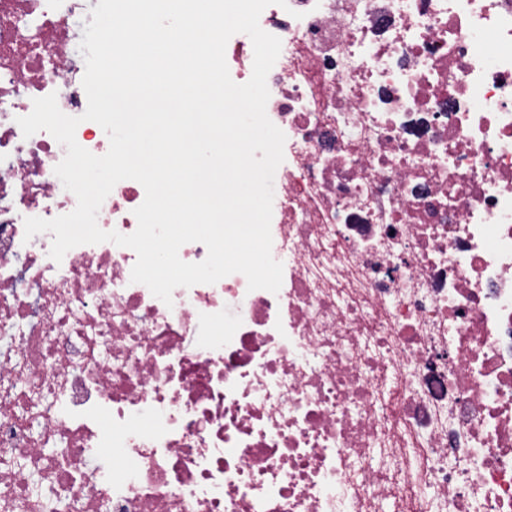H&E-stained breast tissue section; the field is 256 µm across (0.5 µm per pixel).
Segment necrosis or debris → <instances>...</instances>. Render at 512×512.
Returning <instances> with one entry per match:
<instances>
[{"mask_svg": "<svg viewBox=\"0 0 512 512\" xmlns=\"http://www.w3.org/2000/svg\"><path fill=\"white\" fill-rule=\"evenodd\" d=\"M99 0H0V512H512V0H287L269 119L278 293L49 251ZM145 199L118 182L102 230ZM120 461L89 468L102 449Z\"/></svg>", "mask_w": 512, "mask_h": 512, "instance_id": "4bbe7bcc", "label": "necrosis or debris"}]
</instances>
